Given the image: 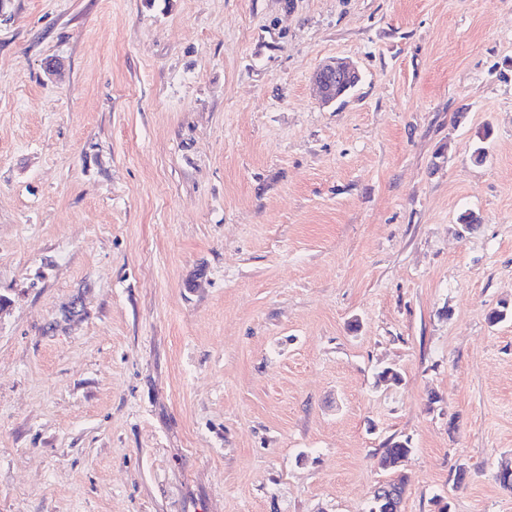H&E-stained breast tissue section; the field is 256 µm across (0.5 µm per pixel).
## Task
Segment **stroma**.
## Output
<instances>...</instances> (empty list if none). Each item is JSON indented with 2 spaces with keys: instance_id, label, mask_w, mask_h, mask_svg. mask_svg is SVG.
Here are the masks:
<instances>
[{
  "instance_id": "stroma-1",
  "label": "stroma",
  "mask_w": 512,
  "mask_h": 512,
  "mask_svg": "<svg viewBox=\"0 0 512 512\" xmlns=\"http://www.w3.org/2000/svg\"><path fill=\"white\" fill-rule=\"evenodd\" d=\"M504 305L512 0H0V512H512ZM334 79L336 83L343 85L345 91L358 82L359 73L355 66L343 60H332L321 66L314 75L313 87L322 103L328 104L335 101L329 95L328 86ZM412 448L409 446L408 441H394L388 448H384L378 465L383 470L394 471L397 466L395 464L411 453ZM407 478L405 475L397 476V479L380 485L374 491L372 504L369 512H400L397 511L401 503L402 492H404ZM395 492V495L389 497Z\"/></svg>"
}]
</instances>
